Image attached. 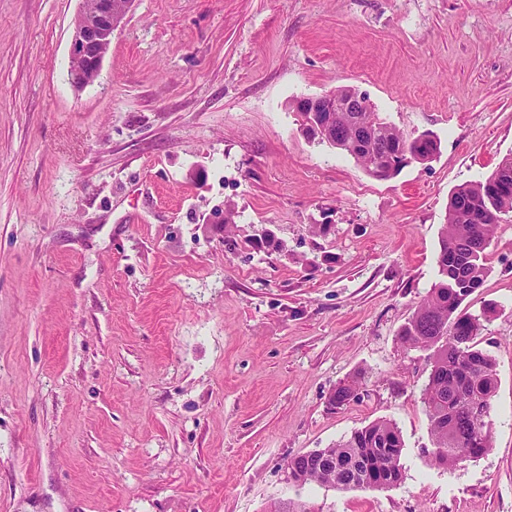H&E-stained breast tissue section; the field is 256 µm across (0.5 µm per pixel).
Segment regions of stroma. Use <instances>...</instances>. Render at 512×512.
Wrapping results in <instances>:
<instances>
[{
    "label": "stroma",
    "instance_id": "35a3bbf8",
    "mask_svg": "<svg viewBox=\"0 0 512 512\" xmlns=\"http://www.w3.org/2000/svg\"><path fill=\"white\" fill-rule=\"evenodd\" d=\"M80 6L0 0V512H512V213L465 301L498 375L483 456L431 465L398 336L451 193L512 156V0H134L77 87ZM343 87L436 158L380 180L307 138L295 102ZM379 419L400 483L289 479ZM360 385L357 379L341 381L329 397L331 409L341 410L354 401Z\"/></svg>",
    "mask_w": 512,
    "mask_h": 512
}]
</instances>
